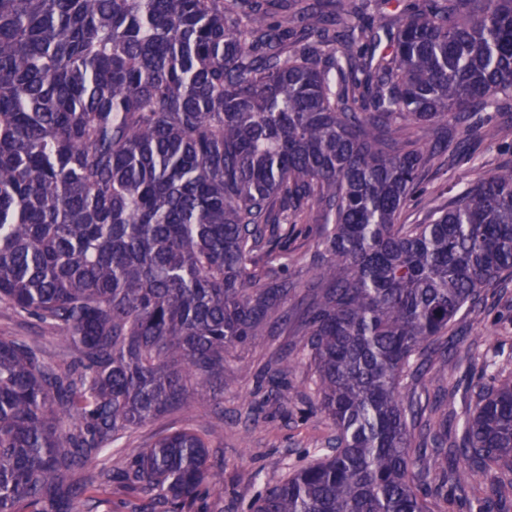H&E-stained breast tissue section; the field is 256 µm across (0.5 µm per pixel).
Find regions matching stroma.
Listing matches in <instances>:
<instances>
[{"instance_id":"obj_1","label":"stroma","mask_w":512,"mask_h":512,"mask_svg":"<svg viewBox=\"0 0 512 512\" xmlns=\"http://www.w3.org/2000/svg\"><path fill=\"white\" fill-rule=\"evenodd\" d=\"M489 127L497 130L496 138L484 137ZM404 133L424 147L445 134L467 141L465 155L442 154L421 170L420 193L402 210L405 224L430 223L436 210L447 208L458 192L491 170L512 166V104L508 102L473 113L464 123L452 114L435 125L406 126ZM304 221L302 235L288 251V277L299 289L314 275L313 255L322 224L319 209L311 208ZM461 320L463 331L456 338L447 371H430L419 387L425 419L446 421L453 440L461 436L460 418L472 404L468 390L478 380L467 369L474 338L489 337L499 366L504 373L512 372V277L502 287L489 289L474 310L463 311ZM304 342L298 330L266 329L255 343L230 353L224 365V392L217 401L192 403L128 433L101 457V464L120 470L127 458L167 429H207L213 455L224 466V496L188 502L184 512H247L250 502L268 486L313 461L334 434L330 421L311 404L313 369L300 354ZM286 352L296 360L285 375L286 388L277 389L265 370ZM244 469L255 473L253 483L240 482Z\"/></svg>"}]
</instances>
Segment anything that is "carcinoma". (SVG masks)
<instances>
[{
    "mask_svg": "<svg viewBox=\"0 0 512 512\" xmlns=\"http://www.w3.org/2000/svg\"><path fill=\"white\" fill-rule=\"evenodd\" d=\"M294 2L0 0V303L38 328L0 337V512L97 506L105 449L216 400L224 353L288 324L283 259L314 204L304 348L335 435L249 512H431L435 486L445 502L486 488L469 512H508L512 376L481 354L452 447L420 425L415 385L424 353L448 366L459 313L512 276V167L400 224L450 141L391 128L512 98V0H422L379 26L360 22L370 0ZM428 450L434 467L414 469ZM120 479L161 512L224 495L190 428Z\"/></svg>",
    "mask_w": 512,
    "mask_h": 512,
    "instance_id": "1",
    "label": "carcinoma"
}]
</instances>
